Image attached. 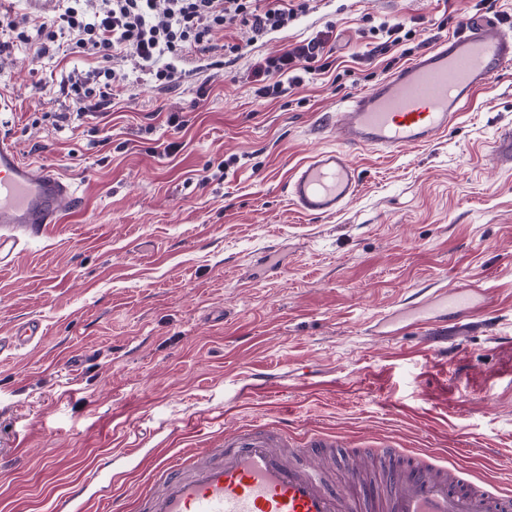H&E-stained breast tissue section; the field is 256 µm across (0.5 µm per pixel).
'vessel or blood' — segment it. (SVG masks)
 I'll list each match as a JSON object with an SVG mask.
<instances>
[{
	"mask_svg": "<svg viewBox=\"0 0 512 512\" xmlns=\"http://www.w3.org/2000/svg\"><path fill=\"white\" fill-rule=\"evenodd\" d=\"M491 23L474 20L464 34L449 37L399 67L374 88L351 97L347 120H334L336 146L301 164L287 183L293 205L311 216H331L347 208L358 192L353 151L397 153L430 144L457 121L476 94L512 68V31L490 33ZM71 184L55 168L34 170L15 145L0 139V264L8 265L18 231L40 232L61 221ZM469 289L453 288L418 302L413 322L433 325L447 316L469 318ZM40 321L29 320L0 336V354L39 343ZM288 433L280 427L238 426L224 431V450L211 457L195 450L155 464L160 489L146 498V512H512V497L480 487L456 489L453 466L405 461L402 449L385 444L391 459L374 496L344 495L328 484L318 451L336 447L335 435L306 436L304 452L290 463L281 450ZM109 460L68 493L53 512H87Z\"/></svg>",
	"mask_w": 512,
	"mask_h": 512,
	"instance_id": "vessel-or-blood-1",
	"label": "vessel or blood"
}]
</instances>
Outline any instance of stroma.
<instances>
[{
  "label": "stroma",
  "instance_id": "stroma-1",
  "mask_svg": "<svg viewBox=\"0 0 512 512\" xmlns=\"http://www.w3.org/2000/svg\"><path fill=\"white\" fill-rule=\"evenodd\" d=\"M313 0L239 57L163 90L126 66L105 116L62 120L68 103L37 79L94 66L70 49L0 54V134L33 168L74 187L62 221L21 236L0 267V335L30 319L42 341L0 355V512H51L104 455L113 496L138 503L156 456L216 445L225 428L279 424L342 440L328 479L373 490L367 449L391 442L512 493V167L489 146L512 123V68L480 91L448 135L398 153L352 154L358 195L308 216L290 202L295 168L336 144L321 117L458 33L506 18L512 0ZM399 19L410 40L368 58L364 29ZM332 31L337 74L270 102L252 62ZM186 119L182 130L168 123ZM179 150L166 154L168 143ZM235 158L234 167L224 161ZM476 287L477 327L385 332L398 309Z\"/></svg>",
  "mask_w": 512,
  "mask_h": 512
}]
</instances>
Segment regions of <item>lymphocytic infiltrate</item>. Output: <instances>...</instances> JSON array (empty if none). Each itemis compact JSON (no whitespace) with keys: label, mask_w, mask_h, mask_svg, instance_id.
Returning <instances> with one entry per match:
<instances>
[{"label":"lymphocytic infiltrate","mask_w":512,"mask_h":512,"mask_svg":"<svg viewBox=\"0 0 512 512\" xmlns=\"http://www.w3.org/2000/svg\"><path fill=\"white\" fill-rule=\"evenodd\" d=\"M310 0H65L59 13L42 21L35 58H44L67 42L98 59L91 70L70 72L59 83L69 101V117L105 113L126 87L125 63L148 71L161 89L175 85L182 74L177 62L196 53L240 54L237 44L218 43L224 29L240 24L253 36L283 28L306 12ZM328 37H316L273 57L257 60L251 75L257 94L281 97L304 75L329 72Z\"/></svg>","instance_id":"f902f5d3"}]
</instances>
